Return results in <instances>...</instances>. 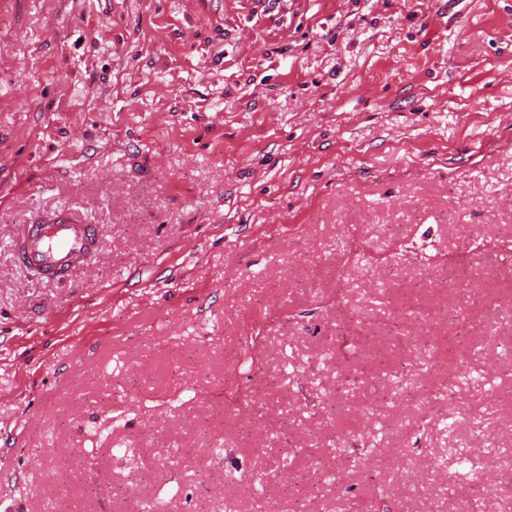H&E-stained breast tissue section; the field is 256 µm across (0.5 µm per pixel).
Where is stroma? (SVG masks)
I'll list each match as a JSON object with an SVG mask.
<instances>
[{
  "mask_svg": "<svg viewBox=\"0 0 512 512\" xmlns=\"http://www.w3.org/2000/svg\"><path fill=\"white\" fill-rule=\"evenodd\" d=\"M510 227L512 0H0V512H507ZM99 236L97 225L61 213L50 224H29L16 241V253L23 265L47 278L62 279L72 268L91 261Z\"/></svg>",
  "mask_w": 512,
  "mask_h": 512,
  "instance_id": "obj_1",
  "label": "stroma"
}]
</instances>
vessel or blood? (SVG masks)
Here are the masks:
<instances>
[{"mask_svg": "<svg viewBox=\"0 0 512 512\" xmlns=\"http://www.w3.org/2000/svg\"><path fill=\"white\" fill-rule=\"evenodd\" d=\"M99 236L97 225L61 213L51 223L28 225L16 242V253L23 265L45 277L61 279L72 268L91 261Z\"/></svg>", "mask_w": 512, "mask_h": 512, "instance_id": "1", "label": "vessel or blood"}]
</instances>
